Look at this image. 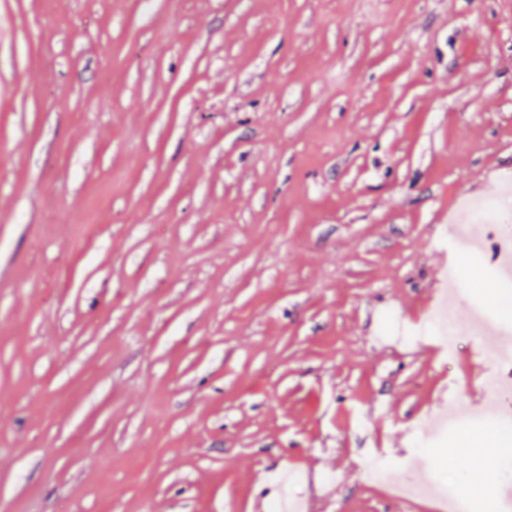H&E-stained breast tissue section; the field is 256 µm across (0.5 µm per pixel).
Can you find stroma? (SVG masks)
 Listing matches in <instances>:
<instances>
[{"instance_id":"35a3bbf8","label":"stroma","mask_w":512,"mask_h":512,"mask_svg":"<svg viewBox=\"0 0 512 512\" xmlns=\"http://www.w3.org/2000/svg\"><path fill=\"white\" fill-rule=\"evenodd\" d=\"M0 512L487 497L496 372L427 331L512 173V0H0ZM472 304L499 308L461 261ZM458 430L432 423L445 388Z\"/></svg>"}]
</instances>
